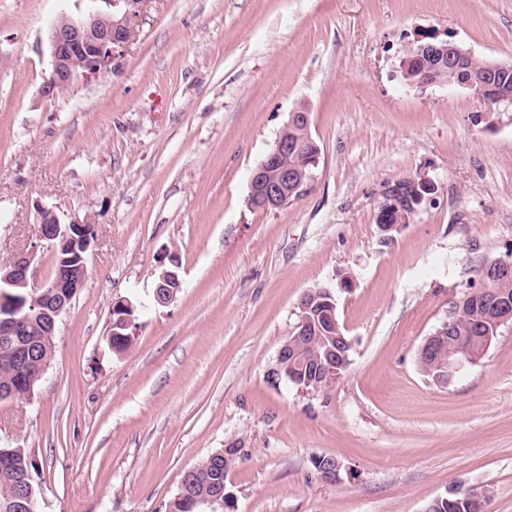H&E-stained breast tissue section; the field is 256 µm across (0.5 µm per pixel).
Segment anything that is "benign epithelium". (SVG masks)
Wrapping results in <instances>:
<instances>
[{"label": "benign epithelium", "instance_id": "obj_1", "mask_svg": "<svg viewBox=\"0 0 512 512\" xmlns=\"http://www.w3.org/2000/svg\"><path fill=\"white\" fill-rule=\"evenodd\" d=\"M105 9L96 10L87 16L75 19L67 14L60 15L52 24L49 34L51 71L42 85L41 92L46 97H53L58 90L71 88L79 81L86 80L108 68L120 57L126 44L134 33L132 24L139 15L144 0H101ZM417 59L420 66L409 72L412 59ZM414 58L405 57L400 62V69L406 76V85L411 88L425 89L431 85H442L443 69L455 70L464 62L475 60L469 50L447 40L434 37L420 41L414 50ZM455 87L469 91L481 99L492 111L500 107L507 108V98L503 97L496 83L485 79L464 78L455 81ZM291 144L281 135L277 138L265 159L255 168L249 182V205L253 209L276 210L297 200L311 173L279 164L281 157L288 154ZM38 243L50 248L56 263L55 275L40 283L35 278L33 262L37 246L11 262L0 265V336H22L27 324L36 317L41 318L43 335H55L56 323L60 314L68 309L73 298L83 288L87 278L86 255L96 240V229L87 220L60 222L53 210L44 208L39 212L37 224ZM179 260L176 255L168 254L159 261L156 272L154 302L167 306L177 297L182 288L178 273ZM484 275L496 280L512 279V258H498L486 261L483 265ZM27 288L31 297L36 299L32 310L26 311L20 306L24 295L17 289ZM475 297L493 312L496 324H512V302L508 294L497 288H482L469 294ZM310 299L300 298L298 302L299 332L289 336L278 350L276 362L271 368L270 376L279 377L283 366L282 359L291 358L292 365L304 368L309 365L307 349L314 337L307 335L310 321ZM133 309V303L126 298L112 302L110 324H119L129 330L128 336L136 334L133 320L125 311ZM462 311L440 324L428 336L421 346L418 363L432 357L430 366L437 371L435 383L448 384V376H454L467 364L479 360L489 349L492 337L480 341L479 348H474L464 341L445 345L448 332L456 327ZM352 343L341 333H336V363H328L313 378L304 379V386L317 390L328 386L341 377L342 371L350 364L348 349Z\"/></svg>", "mask_w": 512, "mask_h": 512}]
</instances>
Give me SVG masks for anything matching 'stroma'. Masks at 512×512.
Here are the masks:
<instances>
[{
	"instance_id": "1",
	"label": "stroma",
	"mask_w": 512,
	"mask_h": 512,
	"mask_svg": "<svg viewBox=\"0 0 512 512\" xmlns=\"http://www.w3.org/2000/svg\"><path fill=\"white\" fill-rule=\"evenodd\" d=\"M91 7L0 0V261L34 241L42 207L97 230L49 368L30 399L0 400L40 512H167L228 444L226 498L200 512H427L459 486L512 512V326L448 385L417 365L483 261L512 256V110L399 68L426 36L512 60V0H145L111 71L43 96L52 23ZM303 104L313 179L251 209L250 176ZM409 176L435 200L384 238L381 192ZM168 253L183 288L160 307ZM314 288L352 342L321 390L269 376ZM120 297L139 318L116 354Z\"/></svg>"
}]
</instances>
